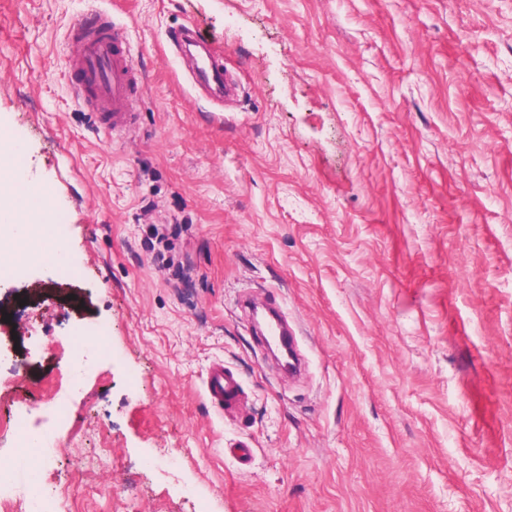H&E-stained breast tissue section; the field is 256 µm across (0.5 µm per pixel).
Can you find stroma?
Instances as JSON below:
<instances>
[{"label": "stroma", "instance_id": "obj_1", "mask_svg": "<svg viewBox=\"0 0 512 512\" xmlns=\"http://www.w3.org/2000/svg\"><path fill=\"white\" fill-rule=\"evenodd\" d=\"M92 12L144 75L126 134L68 82ZM186 26L237 96L196 97ZM10 136L81 279L41 257L0 284V412L41 418L108 329L38 491L78 478L77 512H512V0H0ZM272 290L296 377L240 308ZM216 361L246 394L232 417L204 395ZM94 342L93 344L89 342L77 344L70 349V372L66 380L68 390L72 391L79 388L83 379L94 370V359L89 355L90 347L99 356L101 352L107 353L108 350L102 346L100 340H95Z\"/></svg>", "mask_w": 512, "mask_h": 512}]
</instances>
